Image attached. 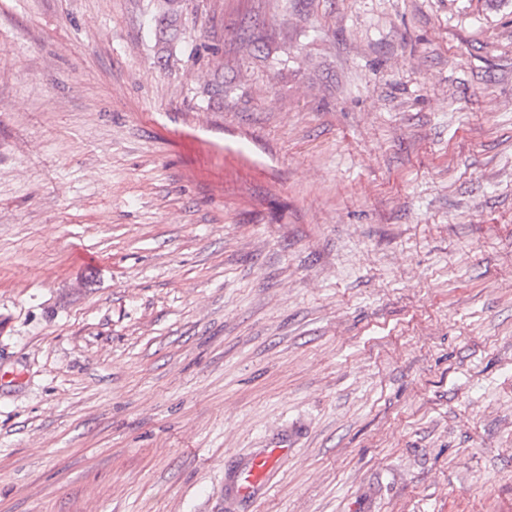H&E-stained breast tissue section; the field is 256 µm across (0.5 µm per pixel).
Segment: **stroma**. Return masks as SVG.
<instances>
[{
  "label": "stroma",
  "mask_w": 512,
  "mask_h": 512,
  "mask_svg": "<svg viewBox=\"0 0 512 512\" xmlns=\"http://www.w3.org/2000/svg\"><path fill=\"white\" fill-rule=\"evenodd\" d=\"M512 512V0H0V512ZM287 455L288 449L267 448L244 461L233 475V496L248 498L254 495L271 480L276 464Z\"/></svg>",
  "instance_id": "stroma-1"
}]
</instances>
